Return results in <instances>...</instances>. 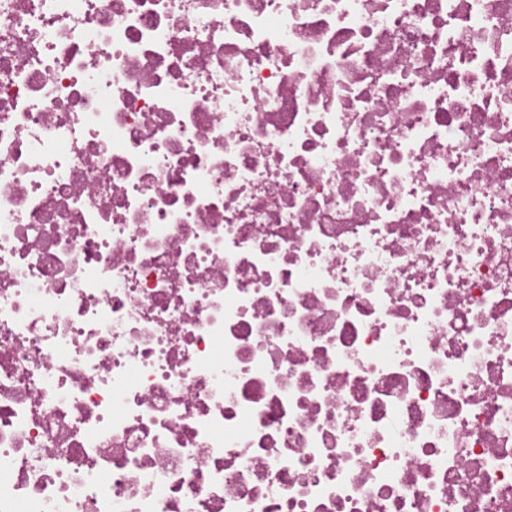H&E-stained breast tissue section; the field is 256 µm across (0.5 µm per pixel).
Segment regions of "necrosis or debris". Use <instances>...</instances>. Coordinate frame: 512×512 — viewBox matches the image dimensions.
<instances>
[{
  "instance_id": "4bbe7bcc",
  "label": "necrosis or debris",
  "mask_w": 512,
  "mask_h": 512,
  "mask_svg": "<svg viewBox=\"0 0 512 512\" xmlns=\"http://www.w3.org/2000/svg\"><path fill=\"white\" fill-rule=\"evenodd\" d=\"M0 512H512V0H0Z\"/></svg>"
}]
</instances>
